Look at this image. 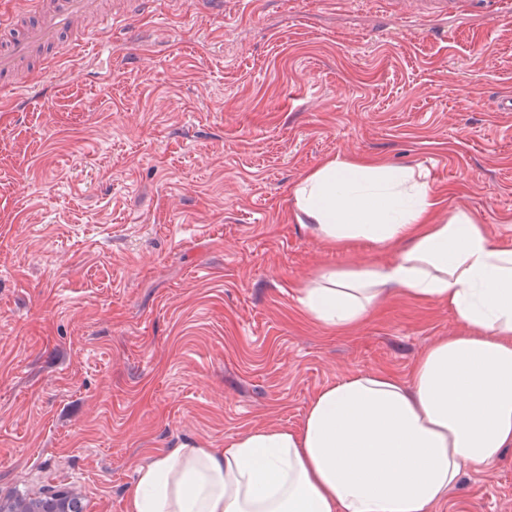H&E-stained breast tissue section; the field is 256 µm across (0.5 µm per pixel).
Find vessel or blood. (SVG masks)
I'll list each match as a JSON object with an SVG mask.
<instances>
[{"label":"vessel or blood","mask_w":512,"mask_h":512,"mask_svg":"<svg viewBox=\"0 0 512 512\" xmlns=\"http://www.w3.org/2000/svg\"><path fill=\"white\" fill-rule=\"evenodd\" d=\"M122 21L121 15L103 13L100 0H26L24 8L0 21V74L48 48L72 54Z\"/></svg>","instance_id":"obj_1"}]
</instances>
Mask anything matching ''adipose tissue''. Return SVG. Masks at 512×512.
I'll list each match as a JSON object with an SVG mask.
<instances>
[{
	"mask_svg": "<svg viewBox=\"0 0 512 512\" xmlns=\"http://www.w3.org/2000/svg\"><path fill=\"white\" fill-rule=\"evenodd\" d=\"M292 200L330 249L364 240L396 251L318 270L298 289L306 317L345 328L398 293L447 303L458 332L429 345L409 377L359 372L322 386L297 427L162 452L138 469L127 512H432L512 448V247L472 212L445 211L418 166L336 154L303 174Z\"/></svg>",
	"mask_w": 512,
	"mask_h": 512,
	"instance_id": "obj_1",
	"label": "adipose tissue"
}]
</instances>
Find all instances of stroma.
<instances>
[{
    "mask_svg": "<svg viewBox=\"0 0 512 512\" xmlns=\"http://www.w3.org/2000/svg\"><path fill=\"white\" fill-rule=\"evenodd\" d=\"M136 0L131 25L0 86V496L126 512L139 466L294 427L322 386L409 376L447 303L338 330L299 309L326 248L290 188L325 157L427 168L512 246V16L459 0ZM436 19L441 37L426 25ZM432 512H512V450Z\"/></svg>",
    "mask_w": 512,
    "mask_h": 512,
    "instance_id": "35a3bbf8",
    "label": "stroma"
}]
</instances>
